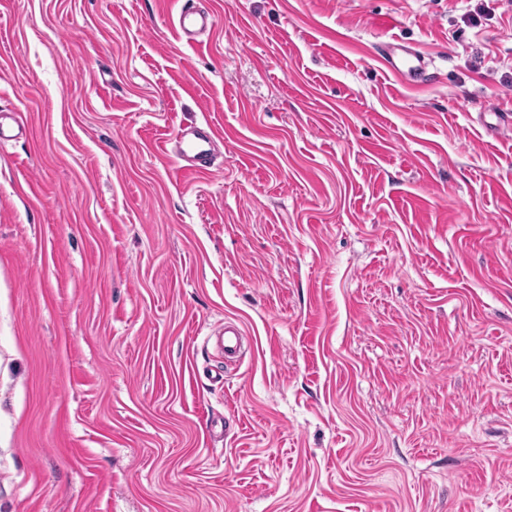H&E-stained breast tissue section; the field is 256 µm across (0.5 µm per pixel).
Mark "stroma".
Returning a JSON list of instances; mask_svg holds the SVG:
<instances>
[{
  "instance_id": "stroma-1",
  "label": "stroma",
  "mask_w": 512,
  "mask_h": 512,
  "mask_svg": "<svg viewBox=\"0 0 512 512\" xmlns=\"http://www.w3.org/2000/svg\"><path fill=\"white\" fill-rule=\"evenodd\" d=\"M199 2L0 0V512H512V0ZM215 23L214 16L207 10L193 5L185 6L179 14L178 26L182 35L190 42L210 30ZM385 59L388 61V70L399 76L416 73H426L433 66L431 58L416 49L402 46L396 43L385 45ZM220 137L207 121L198 126H179L169 140L180 169L186 174L209 171L219 153Z\"/></svg>"
}]
</instances>
